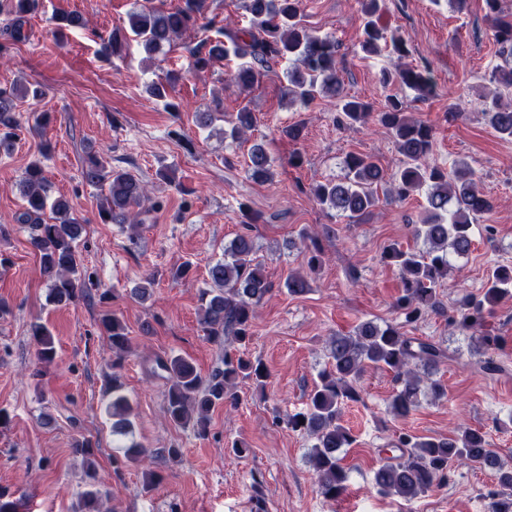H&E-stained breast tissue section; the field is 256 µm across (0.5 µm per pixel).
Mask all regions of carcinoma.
I'll list each match as a JSON object with an SVG mask.
<instances>
[{
    "instance_id": "obj_1",
    "label": "carcinoma",
    "mask_w": 512,
    "mask_h": 512,
    "mask_svg": "<svg viewBox=\"0 0 512 512\" xmlns=\"http://www.w3.org/2000/svg\"><path fill=\"white\" fill-rule=\"evenodd\" d=\"M5 21L20 33L23 18L35 0H12ZM383 0H359L365 22L359 46L363 53L374 55L391 48L399 58L411 54L407 41L396 32L379 24ZM486 17L491 20L493 36L504 64L491 74L496 84L486 98L483 115L501 138L512 140V14L506 12L502 0H484ZM242 8L248 25L229 20L216 30V37L206 38L190 51V67L204 72L229 55L247 59L230 72V80L245 92L257 82L261 71L280 60L292 67L286 72L285 96L292 105L309 107L318 99H337L336 123L354 127L371 116L370 107L358 98L341 95V77L336 60V40L320 35L304 21L303 0H243ZM207 0H182L176 8L152 5V0H137L128 13V27L99 36L101 52L107 56L122 53L131 40L136 41L149 56L172 46L190 30L208 29ZM58 31L83 28V16L59 13L55 17ZM384 85L400 83L416 93L415 99L425 101L435 93L427 67L399 66L381 72ZM171 82L155 80L146 86L150 98L168 101ZM42 92L23 87L0 88V149L11 146L20 121L17 102L30 97L40 98ZM378 123L391 135L401 165L385 180V174L374 158L367 154L349 153L344 158L346 177L342 181H326L313 188L315 201L338 216L355 218L378 203V186L389 182L388 193L405 200L416 192H424L427 207L422 223L413 225V234L426 245L424 250L386 246L382 258L397 268L401 275V294L394 308L400 323L383 326L373 321L361 322L349 333L338 332L330 337L328 366L318 374V381L309 393L305 410L288 415V428L313 439L309 451L311 464L321 496L334 501L346 489L350 471L343 466L341 449L349 448L354 437L342 424L345 406L361 400L360 379L368 367L385 369L394 374L396 389L389 407L396 418H405L421 405V397L435 399L445 396L433 379L439 365L447 358L442 345L432 339L405 335L401 328L418 322L425 313L440 306L437 287L448 276L450 257L467 255L472 246V229L478 219L490 214L494 204L477 186L474 174L464 161L450 169L433 160V128L409 112L408 102L397 95L386 98L376 113ZM224 122L229 129L224 135L234 142L245 140L247 132L257 124L249 104H241ZM249 176L261 183L273 181L275 172L264 146L251 147ZM83 181L105 191L99 207L103 224H133L137 209L150 200L149 189L130 171L114 167L100 154L92 155L82 168ZM22 198L25 202L17 222L30 225L29 244L39 256L43 274L50 282V297L55 303L69 304L81 294L79 263L75 251L86 220L70 202L58 198L48 203L50 185L39 161L30 162L24 170ZM311 243L308 267L321 266L323 249L317 234L304 232ZM255 240L241 232L224 246V257L208 266L209 287L199 293L200 326L208 341L224 348L222 366L202 378L196 366L181 356L158 357L154 372L168 384L165 413L176 426L191 429L199 438L208 435L210 414L219 405L238 404L240 381L250 380L264 385L269 372L263 363L251 361L233 352L232 347L246 346L254 336L253 322L257 307L271 291L263 267L255 258ZM288 294L303 295L309 281L299 273H291L285 282ZM512 296V266H496L488 274L478 295L464 297L451 320L457 327L477 333L476 344L489 349L499 337L486 329L485 315L504 297ZM100 326L112 348V434L127 437L133 434L131 406L122 393V383L115 369L119 368L130 344L128 327L115 313L100 318ZM36 344L37 360L49 364L55 358L53 336L40 324L31 327ZM123 458L131 464H142L150 451L130 441L120 445ZM379 463L373 474L377 493L412 501L448 480L456 464H477L495 473L497 488L487 493L488 512H512V466L491 448L487 432L462 427L445 439L422 438L399 431L385 447L378 449ZM110 492L91 482L76 504L75 512H101L102 501Z\"/></svg>"
}]
</instances>
